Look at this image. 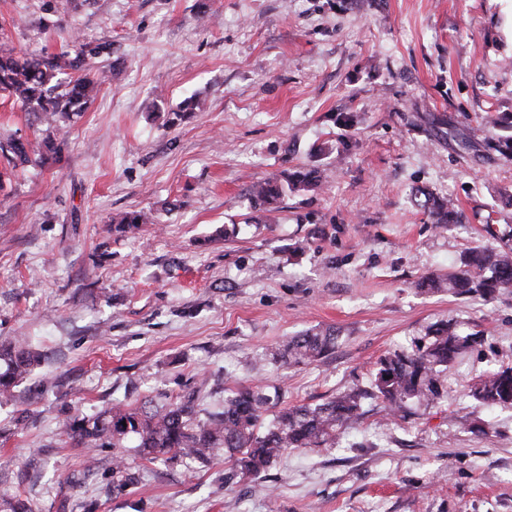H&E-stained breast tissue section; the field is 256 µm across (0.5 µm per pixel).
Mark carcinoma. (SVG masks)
<instances>
[{
    "label": "carcinoma",
    "mask_w": 512,
    "mask_h": 512,
    "mask_svg": "<svg viewBox=\"0 0 512 512\" xmlns=\"http://www.w3.org/2000/svg\"><path fill=\"white\" fill-rule=\"evenodd\" d=\"M105 46L84 43L75 57L65 51L50 58L19 59L0 49V92L15 98L21 108L32 112L46 125V147L61 153L64 141L53 133L71 115L82 111L100 91L102 77L86 69L71 78L66 70H78L86 60L99 55ZM30 143L18 138L0 140V157L11 169L30 161ZM318 169L299 170L261 179L252 184L249 196L254 210L275 208L288 193L321 187ZM417 205L425 209L432 223L441 227L457 220L456 207L425 190L417 192ZM151 211L124 213L115 225L121 233H134L144 224H154ZM420 286L433 291L487 298L512 288V250L477 248L462 257L460 266L446 276L431 275ZM429 341L410 350L382 358L370 383L352 387L328 401L315 405L281 408L259 431L268 406L279 398L264 391V385L240 386L224 396V409L199 418L193 398L176 402L147 400L140 406L117 402L93 419H76L65 433L88 448H131L148 462L168 454L174 458L210 461L224 458V481L241 474L256 476L267 471L291 448H320L333 443L336 432L350 427L361 417L367 400H380L390 415L402 417L414 406L429 405L448 397L440 377L441 369L455 361L480 336H460L451 324L429 330ZM338 335L330 328H313L283 340L277 357L290 367L327 356L336 349ZM39 353L22 345L0 350V397L12 390L38 364ZM469 396L487 406L512 407V367L493 371L474 383ZM123 454L116 453L112 468V489L124 490L133 483Z\"/></svg>",
    "instance_id": "1"
}]
</instances>
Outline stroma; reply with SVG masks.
I'll list each match as a JSON object with an SVG mask.
<instances>
[{
	"label": "stroma",
	"mask_w": 512,
	"mask_h": 512,
	"mask_svg": "<svg viewBox=\"0 0 512 512\" xmlns=\"http://www.w3.org/2000/svg\"><path fill=\"white\" fill-rule=\"evenodd\" d=\"M0 31L18 56L105 47L60 158L0 181V347L41 355L0 403V512H512V407L468 395L512 366V289L416 287L512 244V151L492 148L512 134V0H0ZM0 136L41 139L5 93ZM312 167L321 189L253 217L252 182ZM418 188L461 223L431 224ZM140 209L158 223L113 234ZM439 323L484 338L443 373L447 399L368 407L333 446L230 485L218 460L131 453L139 481L116 493L112 449L62 430L156 395L195 393L205 415L258 380L280 406L320 404ZM314 327L334 352L275 359Z\"/></svg>",
	"instance_id": "1"
}]
</instances>
